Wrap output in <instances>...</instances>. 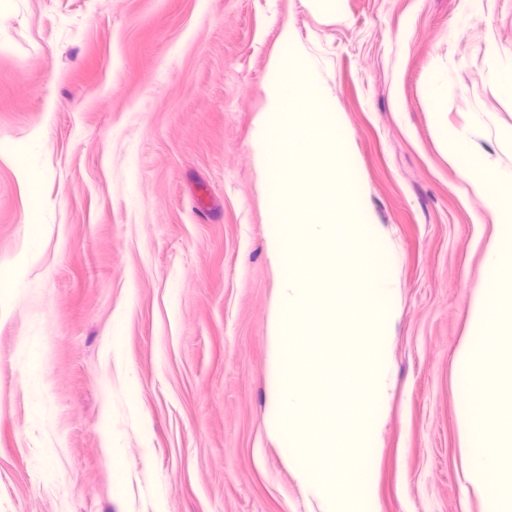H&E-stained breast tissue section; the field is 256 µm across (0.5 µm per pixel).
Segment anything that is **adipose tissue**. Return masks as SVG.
Wrapping results in <instances>:
<instances>
[{"label":"adipose tissue","mask_w":512,"mask_h":512,"mask_svg":"<svg viewBox=\"0 0 512 512\" xmlns=\"http://www.w3.org/2000/svg\"><path fill=\"white\" fill-rule=\"evenodd\" d=\"M355 236L358 247L371 252V262L365 270L374 286L367 296L360 301L361 316L368 319L375 316L392 314L396 299L388 288L389 267L385 259L383 241L377 234L373 224L362 221L355 223ZM488 272L486 285L480 294L475 295L472 303V320L475 335L460 352L459 377L461 393L465 396V409L460 417V425L465 446L470 452L473 464L468 478L475 492L481 498L486 512H502L506 500V492L502 487L486 485L481 479L479 464L484 459L505 462L506 453L493 441V428L488 424L482 405L472 399L473 379L471 369L474 363L484 359L486 345L481 331L491 316L493 294L499 286L498 273L507 256L512 255V236L491 240L487 245ZM37 259L35 245H28L16 251L0 267V318L9 315L13 310V302L18 296L19 285Z\"/></svg>","instance_id":"1"}]
</instances>
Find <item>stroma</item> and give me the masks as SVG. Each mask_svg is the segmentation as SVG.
<instances>
[{
  "instance_id": "obj_1",
  "label": "stroma",
  "mask_w": 512,
  "mask_h": 512,
  "mask_svg": "<svg viewBox=\"0 0 512 512\" xmlns=\"http://www.w3.org/2000/svg\"><path fill=\"white\" fill-rule=\"evenodd\" d=\"M276 58L318 68L344 124L336 151L357 163L325 158L312 133L326 117L300 96L279 178L315 291L294 334L335 370L301 398L353 470L364 394L342 373L363 336L384 337L378 512H484L457 361L486 245L511 230L488 206L494 172L512 169V0H0V262L26 242L32 203L48 226L0 321V512H318L265 418L267 326L285 286L255 147ZM22 142L42 172L33 187L18 176ZM459 147L480 190L451 159ZM341 177L389 256L396 309L369 323L351 304L373 283L348 262ZM496 303L473 394L508 446L512 265ZM27 335L45 346L40 391L18 366Z\"/></svg>"
}]
</instances>
